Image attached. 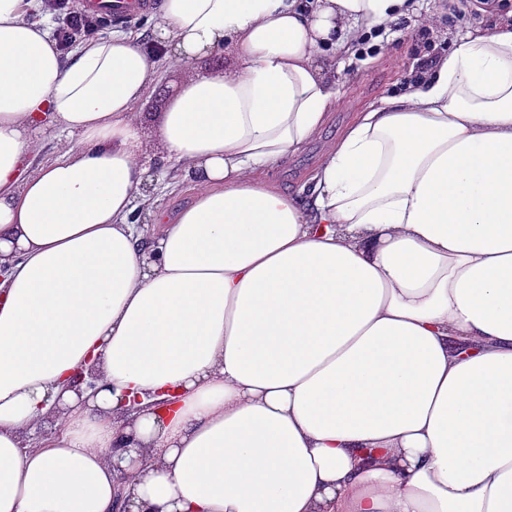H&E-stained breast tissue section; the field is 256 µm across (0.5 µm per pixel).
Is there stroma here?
I'll list each match as a JSON object with an SVG mask.
<instances>
[{"label": "stroma", "instance_id": "35a3bbf8", "mask_svg": "<svg viewBox=\"0 0 512 512\" xmlns=\"http://www.w3.org/2000/svg\"><path fill=\"white\" fill-rule=\"evenodd\" d=\"M418 11L437 12L440 24L429 36H422L411 20L400 21L397 30L385 34L369 60H354L341 72L342 96L322 133L321 142L313 143L302 154L283 161L270 171L271 178L289 195L305 198V184L322 141L334 139L353 120L357 112L380 98L396 94L405 84L420 76L425 59L448 55L455 34L469 27L486 25L484 12L475 10L472 0H417ZM183 70L161 68L159 79L138 104L143 114L146 135H153L179 84L186 78Z\"/></svg>", "mask_w": 512, "mask_h": 512}]
</instances>
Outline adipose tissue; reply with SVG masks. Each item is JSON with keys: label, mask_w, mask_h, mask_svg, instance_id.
Returning a JSON list of instances; mask_svg holds the SVG:
<instances>
[{"label": "adipose tissue", "mask_w": 512, "mask_h": 512, "mask_svg": "<svg viewBox=\"0 0 512 512\" xmlns=\"http://www.w3.org/2000/svg\"><path fill=\"white\" fill-rule=\"evenodd\" d=\"M403 18L439 23L162 0L154 41L65 55L42 0H0V512H512V13L359 113L305 201L266 175ZM163 63L191 74L151 144ZM153 161L191 185L174 213ZM41 148L35 157L32 169L38 167L40 164L50 161L57 156L56 146L58 142V133L52 129H47L39 134Z\"/></svg>", "instance_id": "obj_1"}]
</instances>
